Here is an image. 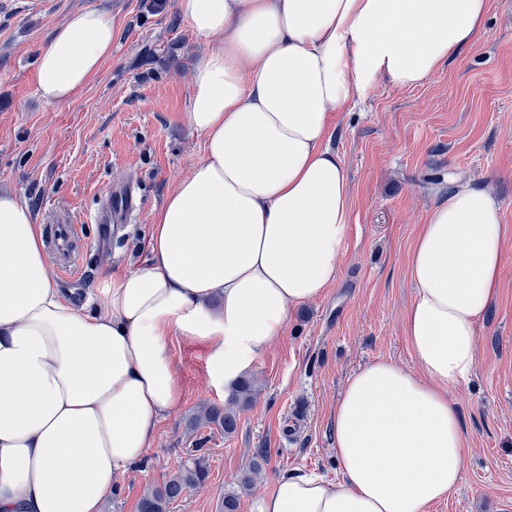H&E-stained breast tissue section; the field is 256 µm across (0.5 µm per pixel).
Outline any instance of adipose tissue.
<instances>
[{
    "label": "adipose tissue",
    "mask_w": 512,
    "mask_h": 512,
    "mask_svg": "<svg viewBox=\"0 0 512 512\" xmlns=\"http://www.w3.org/2000/svg\"><path fill=\"white\" fill-rule=\"evenodd\" d=\"M200 37L184 121L204 157L166 197L149 256L77 308L50 274L31 209L0 194V512H103L153 445L182 387L170 344L208 347L232 386L323 296L344 255L350 185L331 113L380 81L428 82L483 25L487 0H178ZM112 54V18L70 15L40 48L50 104L77 96ZM489 184L451 177L409 255L404 317L414 368L378 359L332 412L340 478L278 477L251 512H426L461 482L466 434L450 393L477 365V324L505 260Z\"/></svg>",
    "instance_id": "obj_1"
}]
</instances>
